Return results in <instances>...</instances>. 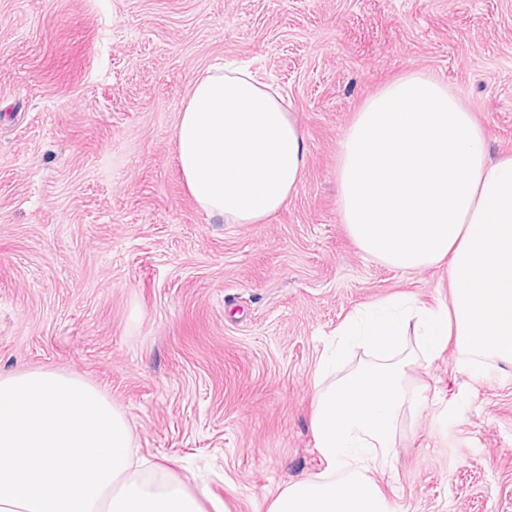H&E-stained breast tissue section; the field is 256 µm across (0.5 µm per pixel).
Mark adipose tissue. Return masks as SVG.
Segmentation results:
<instances>
[{
	"instance_id": "ef3b65f1",
	"label": "adipose tissue",
	"mask_w": 512,
	"mask_h": 512,
	"mask_svg": "<svg viewBox=\"0 0 512 512\" xmlns=\"http://www.w3.org/2000/svg\"><path fill=\"white\" fill-rule=\"evenodd\" d=\"M190 196L212 219L258 224L284 208L307 165L304 137L284 96L245 69L191 87L175 129Z\"/></svg>"
}]
</instances>
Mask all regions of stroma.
Masks as SVG:
<instances>
[{"label": "stroma", "instance_id": "obj_1", "mask_svg": "<svg viewBox=\"0 0 512 512\" xmlns=\"http://www.w3.org/2000/svg\"><path fill=\"white\" fill-rule=\"evenodd\" d=\"M248 67L291 101L305 176L263 224L215 223L174 131L206 70ZM438 76L512 155V0H0V374L74 373L203 512H268L321 472L313 380L336 330L447 264L404 273L338 215L336 158L363 102ZM428 403L371 477L391 512H512V363L414 356Z\"/></svg>", "mask_w": 512, "mask_h": 512}]
</instances>
